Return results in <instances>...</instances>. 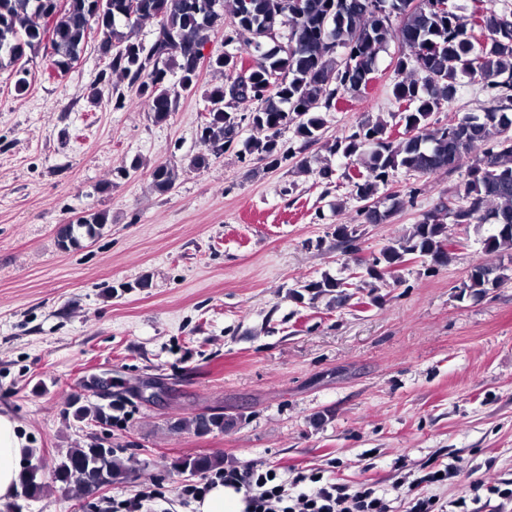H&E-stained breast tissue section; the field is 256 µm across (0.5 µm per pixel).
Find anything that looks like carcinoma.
<instances>
[{"instance_id":"cac0c4a2","label":"carcinoma","mask_w":512,"mask_h":512,"mask_svg":"<svg viewBox=\"0 0 512 512\" xmlns=\"http://www.w3.org/2000/svg\"><path fill=\"white\" fill-rule=\"evenodd\" d=\"M226 6L233 22L224 45L235 43L242 31L252 39L208 62L225 74L226 82L205 93L209 109L200 125V141L207 152L194 156L193 165L205 167L209 156L235 149L243 157L279 167L287 159L279 143L282 129L293 127L306 145L318 142L337 95L366 88L378 71L379 54L396 42L391 94L401 111L390 117L404 126L403 137H393L389 122L367 119L328 146L331 154L359 168L352 181L356 198L364 202L359 214L368 224H381L404 205L394 195L386 207L378 200L379 186L398 169L426 176L466 163L463 194L447 208L451 223L471 226L478 234L488 225L491 234L480 238L483 250H512V4L507 0L499 8L474 0L468 13L455 0H0V64L40 53L48 68L64 72L80 59L93 18L107 68L123 73L154 122L164 123L176 111L181 93L196 87L198 54L207 32L224 25ZM147 19L157 20L148 46L133 39L134 29ZM282 28L287 29L284 44L276 42ZM175 70L180 77L172 84L169 74ZM331 73L334 88L329 87ZM466 78L484 83L490 106L438 124L434 114L455 97ZM247 102L258 107L248 114L230 110L233 103ZM245 122L266 131L264 138L239 140ZM152 180L165 193L173 187V170L159 165ZM107 223L103 213L80 216L59 228L58 243L67 249L79 241L78 232L92 238ZM336 237L345 251H359L351 225H337ZM452 247L447 224L430 212L378 255L358 260L359 282L324 275L303 285L294 297L311 303L326 297L328 305L341 308L372 281L410 260L447 263ZM505 278L500 267L477 266L463 288L479 295ZM74 415L112 422V414L97 404H82ZM232 423L215 413L180 420L175 427L222 431ZM222 464V457L197 455L178 459L174 468L197 474ZM43 470L41 460L27 459L18 483L24 496L36 498L52 484L80 496L90 494V484L72 481L76 471L102 470L111 483L126 475L116 451L92 441L68 449L47 482Z\"/></svg>"}]
</instances>
